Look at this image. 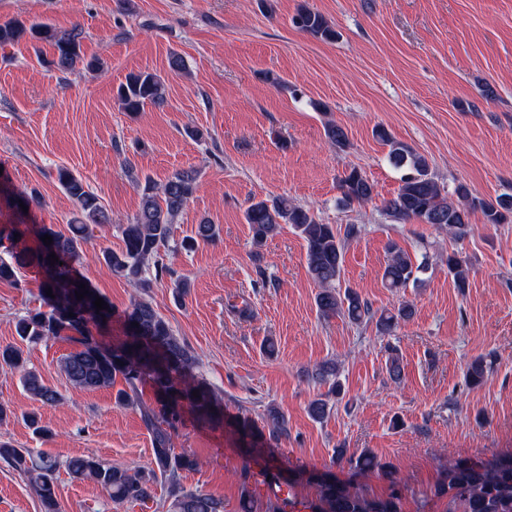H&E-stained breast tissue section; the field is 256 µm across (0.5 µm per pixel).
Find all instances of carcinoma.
<instances>
[{"mask_svg": "<svg viewBox=\"0 0 512 512\" xmlns=\"http://www.w3.org/2000/svg\"><path fill=\"white\" fill-rule=\"evenodd\" d=\"M292 22L323 41L338 37L324 15L304 5L297 9ZM26 36L52 43L54 54L48 64L62 72L79 63L91 74L103 70L100 60L85 58L83 32L77 27L58 33L47 24L27 26L18 20L0 24V44L16 43ZM117 101L131 115L144 111L147 105L162 108L167 102L164 82L149 70L133 72L118 88ZM324 132L336 148L343 150L349 145L347 133L335 122H326ZM375 135L389 146L390 162L405 170L397 192L384 201L383 211L393 220L431 224L459 238L470 231V216L475 211L482 213L487 224L512 223V196L479 198L461 183L450 192L432 175L425 158L408 145L395 140L383 127L377 128ZM198 176L196 169L188 168L174 171L159 186L145 180L139 211L132 222L118 225L123 247L118 251L103 248L97 254V259L112 273L142 291V296L123 311L124 336L112 345L103 344L90 329L92 325L106 328L112 323L116 315L112 304L103 310L96 309L98 292L89 284L88 294L80 300L76 297L78 285L84 282L78 266L91 240V225L111 223L107 210L82 177L65 167L57 169L59 185L77 208V218L69 224L67 232L46 226L32 230L20 219L0 224V246L4 248V255L0 256V282L16 284L25 269L35 268L41 275L46 305L44 310L39 308L18 317L16 335L30 344L57 338L72 343L75 349L62 359L61 368L76 388H107L121 378L124 387L116 392V402L137 410L151 437L152 465L146 469L116 467L97 457L79 456L65 462L66 471L75 480L96 483L110 500L118 503H144L155 497L157 488H163L170 500L169 512H224L223 500L200 487L187 488L181 483L182 473L199 468L195 456L175 448L174 439L185 413H190L202 427H235L240 436V452L246 458L266 443L276 444L288 437V419L274 405L266 409L264 430L246 417L228 416L211 384L198 372L195 353L147 298L153 281L171 273L162 248L170 242L177 218L193 199ZM338 189L340 202L345 206L366 203L375 195L374 183L355 168L338 178ZM245 221L257 250L285 225L305 241L309 273L319 287L315 303L321 317H341L357 327L373 324L380 336L392 335L400 323L413 317L414 308L407 302L378 313L359 292L343 285L347 246L362 236L364 225L347 224L340 228L323 224L310 210L279 197L252 200L245 210ZM31 233L35 234L37 245L18 246ZM46 234L52 237L49 245L41 240ZM217 238L216 225L204 221L197 225L194 236L181 241L180 247L190 250L200 241L209 243ZM387 252L382 274L387 288L397 293L419 281L423 264L414 263L411 255L393 241L389 242ZM52 253L59 258L58 262L48 260ZM448 274L459 292L469 287L468 266L456 253L448 255ZM49 291L53 296L47 295ZM0 366L18 372L25 390L42 404L57 405L63 401L61 393L28 367L20 347L0 345ZM492 366L493 360L485 356L472 360L465 373L468 385H481ZM386 369L391 380L402 378L403 365L393 348L388 349ZM304 377L310 384L327 387L326 392L317 394L308 404L309 415L321 421L333 409L330 400L342 394L339 368L331 361L319 363L306 369ZM146 384L154 391L153 404L141 398V388ZM195 390L196 397L192 395ZM24 418L41 440L53 437L38 413L27 412ZM0 462L26 478L41 504V512H62L56 494L60 470L56 457L39 448H17L0 440ZM332 463L345 464L352 471H377L388 479L393 476L392 466L381 462L369 449L351 454L340 446L334 450ZM309 479L319 490L316 512H402L396 490L385 498H374L359 492L354 484L326 473L312 474ZM435 494L448 497L460 512H512V456L492 461L459 459L441 474Z\"/></svg>", "mask_w": 512, "mask_h": 512, "instance_id": "cac0c4a2", "label": "carcinoma"}]
</instances>
